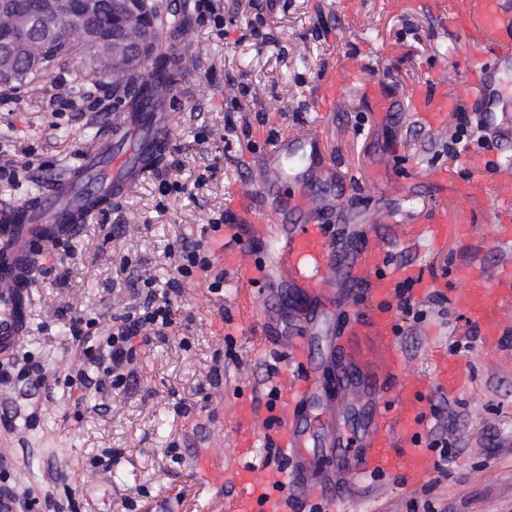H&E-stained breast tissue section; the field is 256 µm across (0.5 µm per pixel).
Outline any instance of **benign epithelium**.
<instances>
[{"instance_id": "1", "label": "benign epithelium", "mask_w": 512, "mask_h": 512, "mask_svg": "<svg viewBox=\"0 0 512 512\" xmlns=\"http://www.w3.org/2000/svg\"><path fill=\"white\" fill-rule=\"evenodd\" d=\"M100 0H0V16H10L15 24L0 27V82H14L21 74L11 68L16 48L25 45L33 29L45 27L44 37L54 28L73 23H89L100 12ZM112 32L90 29L99 44L112 45V55L131 61L138 69L151 66L150 47L155 28L148 25L149 0H111Z\"/></svg>"}]
</instances>
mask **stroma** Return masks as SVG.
<instances>
[{"label":"stroma","instance_id":"35a3bbf8","mask_svg":"<svg viewBox=\"0 0 512 512\" xmlns=\"http://www.w3.org/2000/svg\"><path fill=\"white\" fill-rule=\"evenodd\" d=\"M165 24L154 54L175 56L178 81L169 95L173 116L166 161L126 196L112 201L82 225L69 253L37 258L32 278L30 332L21 349L0 356L13 375L0 383V487L27 489L56 500L73 496L77 512H229L246 484L225 473L223 488L203 482L196 458L207 449L231 461L246 435H253V462L265 467L269 430L240 426L238 408H265L272 379L287 381L288 367L273 358L272 329L289 327L307 338L310 367L320 389L305 423L307 451L328 467L337 433H363L382 392L373 374L382 367L373 338L354 345L371 353L368 369L352 382L329 383L343 357L335 338L368 308L365 285L353 282L351 266L363 240L381 239L391 266L429 272L428 286H415L414 301L435 289L448 296L415 321L393 310L395 340L404 379H424L425 424L440 410L447 438L456 448L448 474L431 471L420 484L400 473L366 479L342 496L336 512H512V310L498 336L468 341L471 326L451 296L469 288L474 270L485 278L512 258V242L496 238L495 202L479 212L460 209L450 189L427 173L447 168L463 174L466 157L449 161L443 150L456 129L455 112L429 126L413 117L410 93L417 88L454 94L471 123L481 121V94L471 82L482 45L433 16L425 0H263L273 43L250 35L256 13L247 0H219L228 23L217 33L194 8V0H158ZM357 69L382 91L366 99L345 81ZM336 77V103L322 110L315 92ZM249 84L255 101L235 110L233 82ZM109 79L89 67L82 45L48 73L19 88L0 86V159L31 163L34 176L0 183V205L28 202L31 184L51 186L76 170L86 155L109 143L126 112L81 113L82 92ZM316 133L324 165L335 168V207L323 219L340 257L330 292L337 307L319 311L314 301L287 288L236 291L234 263L195 272L173 300L174 324L165 339L137 345L135 380L120 392L68 387L65 378L95 364L71 353L75 319L111 325L114 315L136 305L134 282L151 277L165 287L175 277L169 244L222 235L212 218L246 187L243 152L260 156L271 140ZM209 172L205 184L199 173ZM183 185L165 194V185ZM446 211L452 230L440 248L409 242L412 226ZM224 285L211 293L210 276ZM42 365L45 381L32 387L19 371L25 361ZM458 367L462 381L448 390L444 364ZM421 432V440L429 434Z\"/></svg>","mask_w":512,"mask_h":512}]
</instances>
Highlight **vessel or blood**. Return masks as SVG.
I'll return each mask as SVG.
<instances>
[{"label":"vessel or blood","instance_id":"b4317fda","mask_svg":"<svg viewBox=\"0 0 512 512\" xmlns=\"http://www.w3.org/2000/svg\"><path fill=\"white\" fill-rule=\"evenodd\" d=\"M438 14L465 30L470 38L481 43L488 55L497 62H512V5L507 0H437ZM473 78L482 88L486 103H493L500 94L495 73L488 68L476 69ZM417 119L436 121L448 108V98L442 93L419 90L412 93ZM149 140L167 145L172 133L170 113H151ZM286 150L283 142H275L267 153L248 164L254 186L233 198L228 207L231 219L225 226L226 237H245L255 232L259 219L255 199L264 196L275 211L303 209L304 199L285 198L277 193L279 177L273 164ZM470 179L455 180L451 170H432L430 180L450 185L455 198L469 211L483 206L487 181L497 188L498 209L503 226L499 242L512 241V162L486 155L469 160ZM153 170L144 147L135 154H116L106 148L88 155L83 166L70 176L54 182L38 206L26 205L0 214V354L18 351L25 343L30 328L33 303L30 288L33 275V241H45L74 234L80 224L102 209L103 199H115L128 193ZM449 231L447 217L440 216L427 224L416 225L409 238L438 244ZM337 256L331 246L325 225L315 219L294 225L277 250L274 266L258 267L242 263L237 267L239 282L267 283L275 267L288 274L294 293L319 297L324 284L331 281L336 270ZM358 273L369 289L371 307L364 324L385 339L388 363L387 380L382 388L386 400L376 409L358 451L344 456L333 473L307 486L311 497L340 495L356 483L394 471H402L413 483H420L434 466L432 457L423 449L412 447V439L420 425V397L425 382L404 381L399 374L400 356L390 338L392 314L388 306L394 274L386 268L383 243L369 241L358 255ZM455 303L469 315L484 335H497L501 314L512 308V268H503L493 279L483 275L471 277L467 291L455 294ZM292 370L288 384L278 386L274 410L281 426L272 436L282 460L280 466L265 469L256 476L249 460L252 445L243 443L237 451L234 475L248 484L249 493L236 500L232 512H287L286 489L292 486L306 469L302 455L304 438L298 427L312 399L315 382L307 372L309 352L305 343L285 337L280 341Z\"/></svg>","mask_w":512,"mask_h":512}]
</instances>
